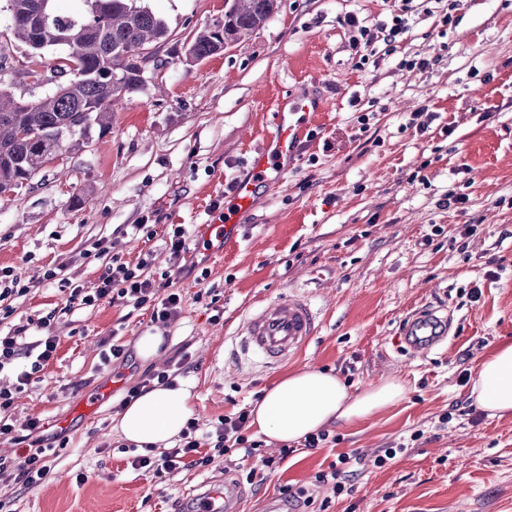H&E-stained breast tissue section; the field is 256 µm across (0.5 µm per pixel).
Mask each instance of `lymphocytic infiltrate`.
<instances>
[{
	"label": "lymphocytic infiltrate",
	"mask_w": 512,
	"mask_h": 512,
	"mask_svg": "<svg viewBox=\"0 0 512 512\" xmlns=\"http://www.w3.org/2000/svg\"><path fill=\"white\" fill-rule=\"evenodd\" d=\"M350 28V48L360 61H368L370 48L375 37H383L391 48H398L406 40L410 30L409 17L401 13L395 15L390 23L381 25L379 33H372L362 25L356 15L344 19ZM109 241L101 240L93 248L82 254L86 262H101L102 268L97 285L88 289L73 282L68 275L67 264L61 263L48 269L44 274L46 282H59L69 290L70 306L91 307L107 300L136 310H148L152 322L166 325L177 320L183 313V299L179 292L167 289L157 283L149 272L147 262L130 265L121 262L111 253ZM59 346V339L53 333L50 318L37 319L34 328L19 326L7 334L0 335V372L9 371L14 376L12 387L0 388V440L20 445L21 451L15 462H8L0 455V474L13 470L17 483L30 489L39 486L47 477L50 468L47 464L49 448L44 444L45 425L41 419H28L24 425V434H17L11 419V409L15 395L25 389L53 359ZM250 411L240 408L237 412L218 418L210 429H201L196 420H188L179 435V441L172 448L155 451L145 447L144 451L131 452L127 458L131 468L154 475L201 469L212 465L218 458L234 455L254 459L255 464L245 475L247 483H254L264 472L279 469L283 460L291 454V447H281L278 456L264 453L262 441L248 435ZM361 458L350 455L339 456L328 468L319 471L312 486L280 487L279 494L285 504L291 506H316L317 512H327L330 499H318L316 490L328 485L334 495L347 492L350 482L357 476Z\"/></svg>",
	"instance_id": "1"
}]
</instances>
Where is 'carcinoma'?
Masks as SVG:
<instances>
[{"label":"carcinoma","mask_w":512,"mask_h":512,"mask_svg":"<svg viewBox=\"0 0 512 512\" xmlns=\"http://www.w3.org/2000/svg\"><path fill=\"white\" fill-rule=\"evenodd\" d=\"M56 2L6 0L17 40L39 56L65 50L50 73L67 80L36 101L0 83V194L31 181L63 149L81 147L92 126L109 129L115 107L144 89L134 58L167 34L147 0H81L78 14L59 11ZM278 8L279 0H225L224 22L198 30L187 58L222 52L224 41H238Z\"/></svg>","instance_id":"cac0c4a2"}]
</instances>
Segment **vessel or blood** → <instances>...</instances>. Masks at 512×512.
Masks as SVG:
<instances>
[{"label": "vessel or blood", "instance_id": "vessel-or-blood-1", "mask_svg": "<svg viewBox=\"0 0 512 512\" xmlns=\"http://www.w3.org/2000/svg\"><path fill=\"white\" fill-rule=\"evenodd\" d=\"M314 109V104L304 98L289 100L287 106L278 108L273 131L266 134L263 148L252 155L249 176L236 181L224 206L225 219L212 225V232L223 233L225 226L238 223L252 211L259 189L270 191L279 183L285 159L294 156L297 150L299 133L290 117ZM317 322L318 312L310 298L291 290L248 316L238 332L240 347L244 353L258 355L266 366H278L308 346L316 333ZM449 329V316L439 315L437 310L412 312L402 327L404 353L415 357L437 349L447 340ZM236 497L234 486L213 487L199 495L195 510L231 512Z\"/></svg>", "mask_w": 512, "mask_h": 512}]
</instances>
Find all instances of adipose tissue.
Wrapping results in <instances>:
<instances>
[{"label":"adipose tissue","mask_w":512,"mask_h":512,"mask_svg":"<svg viewBox=\"0 0 512 512\" xmlns=\"http://www.w3.org/2000/svg\"><path fill=\"white\" fill-rule=\"evenodd\" d=\"M404 392L401 381L386 380L353 396L336 375L306 367L266 389L251 424L274 441L296 442L331 422L355 424L395 404ZM471 394L492 413L512 414V344L483 360ZM193 399L184 379L172 388L155 386L117 414L114 429L137 446L168 447L191 417Z\"/></svg>","instance_id":"obj_1"}]
</instances>
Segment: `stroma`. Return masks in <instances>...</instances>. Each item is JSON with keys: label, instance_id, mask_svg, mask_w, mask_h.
Here are the masks:
<instances>
[{"label": "stroma", "instance_id": "35a3bbf8", "mask_svg": "<svg viewBox=\"0 0 512 512\" xmlns=\"http://www.w3.org/2000/svg\"><path fill=\"white\" fill-rule=\"evenodd\" d=\"M279 2L263 27L190 62V37L223 16L224 0H149L169 31L152 47L153 82L114 112L109 130L92 128L87 143L0 195V268L35 285L10 298L0 330L48 317L60 338L12 414L41 418L48 433L69 440L41 485L26 490L12 473L0 475L7 512H184L208 482L238 479L233 465L156 477L125 462L113 429L125 387L184 348L202 424L254 405L307 366L336 374L353 396L386 379L405 385L396 404L351 426L329 425L332 442L298 448L262 483L242 484L238 512H270L281 486L310 483L338 455L369 456L409 437L412 448L386 468H367L329 512H512V415L483 411L458 381L512 341V0H461L446 32L438 20L450 0H413L407 39L394 52L376 40L361 69L345 17L374 29L400 12L401 0ZM0 48L15 94L37 99L50 90L28 81L37 60L5 11ZM405 56L430 66L403 69ZM288 96L322 104L305 117L290 168L237 235L203 249L212 203L246 174ZM424 104L434 119L423 130L415 113ZM366 112L363 132L357 118ZM452 191L468 195L466 212L444 207ZM134 224L152 225V235L131 234ZM174 224L198 242L176 260L164 244ZM465 224L477 227L467 238ZM101 239L122 261L149 262L184 304L159 357L117 372L98 370L100 340L117 330L135 348L153 328L149 311L105 301L71 309L59 284L42 282L46 269L67 263L93 287L98 268L80 254ZM474 286L482 290L476 303L467 295ZM203 287L216 289L220 319L196 302ZM291 289L308 293L321 313L308 348L271 369L237 354L233 334L246 314ZM424 305L447 310L453 334L428 355H403L399 327ZM107 384L95 418L60 430V419Z\"/></svg>", "mask_w": 512, "mask_h": 512}]
</instances>
